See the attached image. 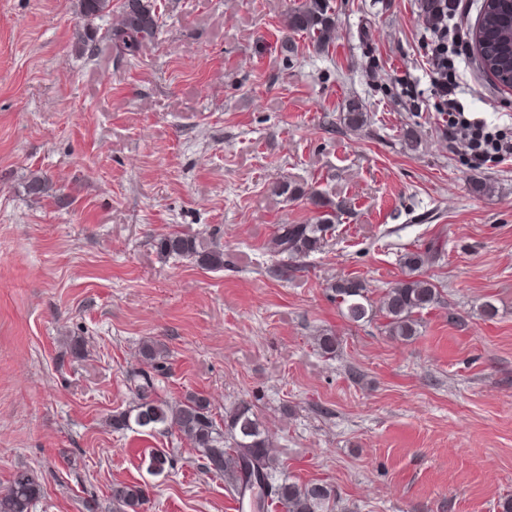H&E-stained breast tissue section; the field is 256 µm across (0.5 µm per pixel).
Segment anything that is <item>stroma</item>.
Segmentation results:
<instances>
[{
	"instance_id": "obj_1",
	"label": "stroma",
	"mask_w": 512,
	"mask_h": 512,
	"mask_svg": "<svg viewBox=\"0 0 512 512\" xmlns=\"http://www.w3.org/2000/svg\"><path fill=\"white\" fill-rule=\"evenodd\" d=\"M300 2L157 0L162 29L133 59L75 53L72 0H0V491L32 472V512H112L116 481L145 487L142 512H254L177 434L112 430L147 340L168 350L159 398L249 403L283 473L333 484L336 512H499L512 496V158L476 170L453 151L418 0H331L329 52L298 34L285 55ZM462 101L512 135V90L471 51ZM283 178L345 205L293 263L270 242L313 212L271 194ZM174 230L219 240L223 270L161 259ZM432 240L423 273L444 301L419 336L342 316L330 282L379 298ZM76 336L81 358L65 353ZM156 449L172 458L160 474Z\"/></svg>"
}]
</instances>
